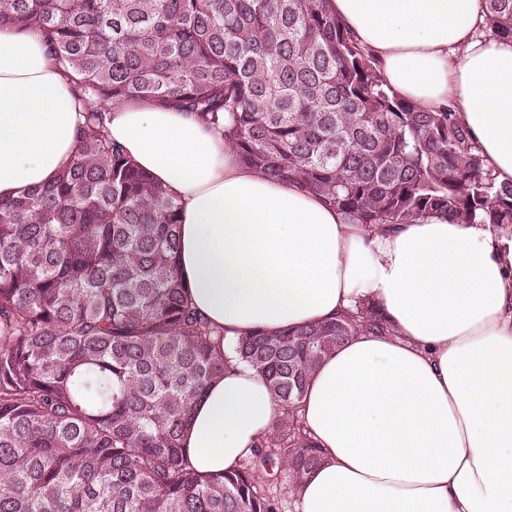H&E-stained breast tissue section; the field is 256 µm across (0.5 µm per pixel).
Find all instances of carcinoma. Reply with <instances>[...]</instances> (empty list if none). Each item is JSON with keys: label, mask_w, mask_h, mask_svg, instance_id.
<instances>
[{"label": "carcinoma", "mask_w": 512, "mask_h": 512, "mask_svg": "<svg viewBox=\"0 0 512 512\" xmlns=\"http://www.w3.org/2000/svg\"><path fill=\"white\" fill-rule=\"evenodd\" d=\"M485 32L512 35V0ZM0 26L38 30L75 83L72 164L0 199V512H286L322 459L298 416L318 365L371 308L239 338L279 418L253 458L194 472L181 437L224 376V330L189 303L177 199L109 138L103 105L142 99L192 113L242 164L295 180L352 224L439 212L512 224L454 112L394 93L325 0H0Z\"/></svg>", "instance_id": "1"}]
</instances>
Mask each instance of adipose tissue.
<instances>
[{
    "mask_svg": "<svg viewBox=\"0 0 512 512\" xmlns=\"http://www.w3.org/2000/svg\"><path fill=\"white\" fill-rule=\"evenodd\" d=\"M399 96L452 108L498 182H512V38L481 34L485 0H326ZM73 81L33 31L0 29V197L50 182L75 156ZM107 131L180 202L179 270L226 348L369 306L315 370L299 417L322 462L297 512H512V232L439 213L351 224L292 180L241 164L190 113L144 100ZM279 407L231 361L191 413V467L250 459Z\"/></svg>",
    "mask_w": 512,
    "mask_h": 512,
    "instance_id": "ef3b65f1",
    "label": "adipose tissue"
}]
</instances>
